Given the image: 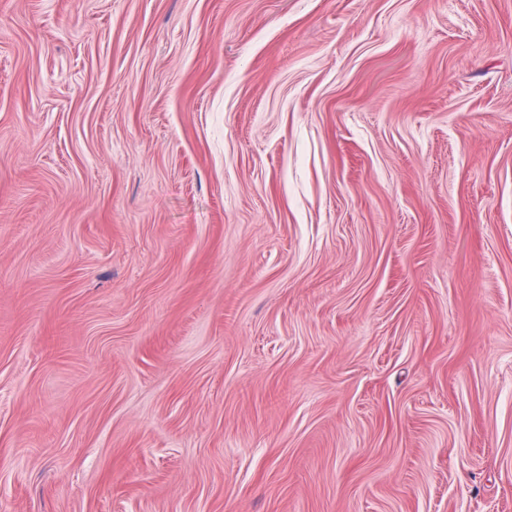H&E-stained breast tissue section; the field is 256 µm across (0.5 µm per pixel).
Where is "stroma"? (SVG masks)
Returning <instances> with one entry per match:
<instances>
[{
    "label": "stroma",
    "instance_id": "1",
    "mask_svg": "<svg viewBox=\"0 0 512 512\" xmlns=\"http://www.w3.org/2000/svg\"><path fill=\"white\" fill-rule=\"evenodd\" d=\"M0 512H512V0H0Z\"/></svg>",
    "mask_w": 512,
    "mask_h": 512
}]
</instances>
